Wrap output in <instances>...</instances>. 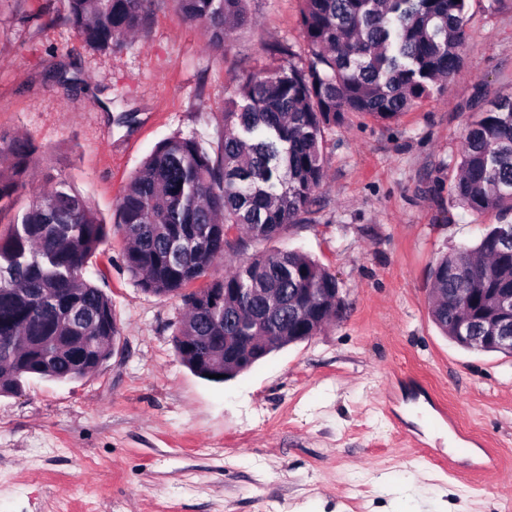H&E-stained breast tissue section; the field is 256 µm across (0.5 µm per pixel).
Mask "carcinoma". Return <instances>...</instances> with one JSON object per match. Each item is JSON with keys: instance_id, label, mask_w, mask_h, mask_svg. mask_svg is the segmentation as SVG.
<instances>
[{"instance_id": "cac0c4a2", "label": "carcinoma", "mask_w": 512, "mask_h": 512, "mask_svg": "<svg viewBox=\"0 0 512 512\" xmlns=\"http://www.w3.org/2000/svg\"><path fill=\"white\" fill-rule=\"evenodd\" d=\"M63 19L84 46L115 51L141 32L151 0H60ZM254 0H176L209 42L228 47L253 20ZM468 0H301L304 61L277 46L280 63L243 75L224 112L215 153L193 138L157 144L116 202L115 228L126 243L124 262L146 293L182 298L187 312L174 334L175 348L196 374L231 379L271 353L315 336L336 319L316 312L339 287L336 276L297 250L273 249L220 273L216 262L238 254L225 239L267 241L298 222L323 185L324 131L347 112L391 123L412 102L433 94L462 64L469 38ZM39 147L30 137L0 143V395L31 376L56 381L81 378L115 353L120 328L112 300L86 281L83 270L108 237L88 202L60 179L16 205L30 185ZM454 185L456 200L476 213L494 212L499 224L472 248L443 256L430 271L432 318L455 344L460 324L494 321L491 288L512 289V99L480 108L467 128ZM210 279L198 291L191 283ZM234 288L241 300L212 296ZM288 291L307 306L288 314V327L267 312L265 295ZM241 336H263L257 355L226 362L224 352Z\"/></svg>"}]
</instances>
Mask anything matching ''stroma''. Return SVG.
<instances>
[{"mask_svg":"<svg viewBox=\"0 0 512 512\" xmlns=\"http://www.w3.org/2000/svg\"><path fill=\"white\" fill-rule=\"evenodd\" d=\"M468 0L450 82L391 124L326 130L325 179L301 222L247 254L310 255L343 291L311 339L215 383L181 360L180 298L143 292L110 234L84 273L112 300L119 347L96 372L0 396V512H512V356L434 323L429 271L498 221L456 203L479 90L512 96V0ZM300 0H257L228 49L151 0L118 51L86 50L57 0H0V136L40 151L34 189L69 181L105 224L164 139L219 145L239 75L306 46Z\"/></svg>","mask_w":512,"mask_h":512,"instance_id":"1","label":"stroma"}]
</instances>
